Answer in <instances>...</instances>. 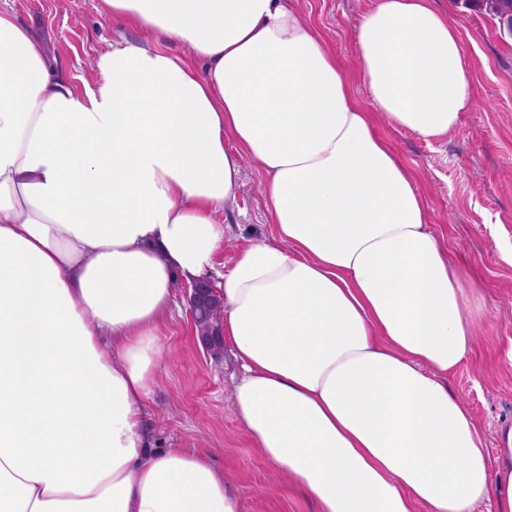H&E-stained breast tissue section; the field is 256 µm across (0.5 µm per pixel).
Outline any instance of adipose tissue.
I'll list each match as a JSON object with an SVG mask.
<instances>
[{
  "instance_id": "obj_1",
  "label": "adipose tissue",
  "mask_w": 512,
  "mask_h": 512,
  "mask_svg": "<svg viewBox=\"0 0 512 512\" xmlns=\"http://www.w3.org/2000/svg\"><path fill=\"white\" fill-rule=\"evenodd\" d=\"M99 3L121 31L82 92L0 6V512H239L209 455L156 446L143 404L177 284L217 273L244 157L272 235L217 274L262 457L316 512H512V428L490 460L448 387L482 309L376 123L457 126L454 26L374 0L363 104L284 0Z\"/></svg>"
}]
</instances>
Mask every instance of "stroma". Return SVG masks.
<instances>
[{
	"mask_svg": "<svg viewBox=\"0 0 512 512\" xmlns=\"http://www.w3.org/2000/svg\"><path fill=\"white\" fill-rule=\"evenodd\" d=\"M19 24L43 37L58 71L78 89L94 82L92 64L116 33L99 13V0H9ZM319 29L344 63L352 91L367 100L355 71L352 33L373 0H290ZM465 42L475 102L453 131L426 140L385 121L377 130L414 175L425 197L433 232L463 273L485 310L470 356L448 377L498 455L500 430L512 425V35L496 18L463 0H431ZM260 171L241 169L238 207L224 217L217 270L229 268L239 246L262 240L273 224L261 194ZM179 311L166 323L146 421L158 447L191 448L224 470L242 512H315L312 500L266 462L232 407V354L209 358L189 316L188 293L178 286Z\"/></svg>",
	"mask_w": 512,
	"mask_h": 512,
	"instance_id": "35a3bbf8",
	"label": "stroma"
}]
</instances>
